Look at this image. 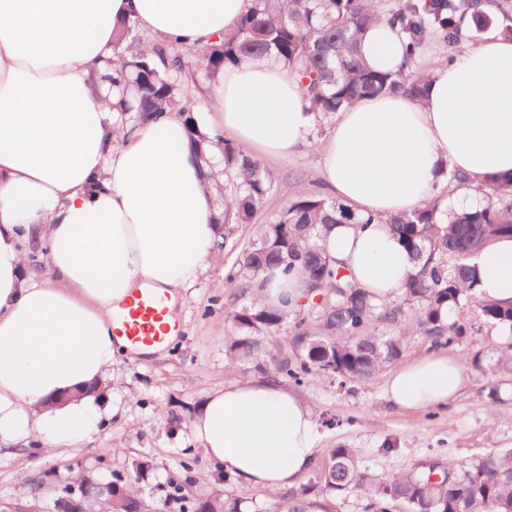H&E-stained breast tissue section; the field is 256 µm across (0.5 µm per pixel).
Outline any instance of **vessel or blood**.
Here are the masks:
<instances>
[{"instance_id": "1", "label": "vessel or blood", "mask_w": 512, "mask_h": 512, "mask_svg": "<svg viewBox=\"0 0 512 512\" xmlns=\"http://www.w3.org/2000/svg\"><path fill=\"white\" fill-rule=\"evenodd\" d=\"M166 315L154 291L146 288L132 294L117 323L132 347L151 346L162 341L156 327L163 324Z\"/></svg>"}]
</instances>
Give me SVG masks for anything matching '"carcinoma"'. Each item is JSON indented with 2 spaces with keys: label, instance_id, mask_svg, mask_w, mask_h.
I'll return each mask as SVG.
<instances>
[{
  "label": "carcinoma",
  "instance_id": "carcinoma-1",
  "mask_svg": "<svg viewBox=\"0 0 512 512\" xmlns=\"http://www.w3.org/2000/svg\"><path fill=\"white\" fill-rule=\"evenodd\" d=\"M238 29L203 50L167 51L149 39L130 37L133 26L123 25L117 42L125 44L112 73V86L131 90V102L121 100L122 118L177 112L188 115L189 137L196 159L210 173L207 187L215 190L224 225V253L235 254L225 277L239 289L227 304L225 316L233 334L226 338L225 355L233 363L259 358L262 343L284 334L293 358L269 355L257 363L267 374L300 384L310 375L333 374L348 381L366 382L399 360L410 339L422 337L432 348H445L458 338L512 330V305L480 298L479 280L471 260L499 237L512 238V177L488 176L482 197L453 212L445 196L425 200L410 213L386 220L398 241L416 263L398 299L376 301L358 286L345 264L326 252L324 231L333 224H371L338 199L299 192L268 219L256 216L274 191L261 161L221 136L201 130L193 116L196 103L184 76L195 71L216 82L224 67L245 58L268 59L300 77L316 112L313 136L343 105L380 93H400L420 103L424 77L415 70L416 58L432 39L453 59L463 41L462 25L469 20L475 32L501 21V34L512 39V0H488L492 14L478 11L479 0H399L385 7L380 0H252ZM384 19L399 29L407 42V60L396 75L378 73L366 65L359 38L369 25ZM159 58L155 64L150 55ZM250 227V235L239 236ZM281 269L297 273L304 283L303 298L288 307L264 305L258 294L265 274ZM320 470L323 485L308 484L279 498L276 512H315L322 490L355 491L365 500L364 512H390L400 503L403 512H512V448L469 460L430 459L389 477L363 469L347 448H326ZM149 461L136 460L126 476L113 475V512H144L156 508L133 485ZM32 499L18 512H56L55 503ZM179 512H241L237 499L202 497L192 501L174 488Z\"/></svg>",
  "mask_w": 512,
  "mask_h": 512
}]
</instances>
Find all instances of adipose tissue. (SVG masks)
Listing matches in <instances>:
<instances>
[{
  "label": "adipose tissue",
  "instance_id": "1",
  "mask_svg": "<svg viewBox=\"0 0 512 512\" xmlns=\"http://www.w3.org/2000/svg\"><path fill=\"white\" fill-rule=\"evenodd\" d=\"M250 0H0V447L87 439L96 393L126 343L112 314L135 289L173 306L178 288L219 261L207 170L173 112L122 125L105 78L119 22L168 46L202 47L233 32ZM405 38L380 20L361 38L366 63L398 72ZM217 130L263 154L314 149L337 199L376 216L336 224L325 247L377 300L400 294L414 262L385 220L414 210L457 170L512 174V39L489 28L425 73V100L363 98L311 141V103L296 77L266 60L221 73ZM45 270L27 265L31 246ZM483 299L512 302V239L473 260ZM459 359L424 354L391 370L401 411L447 405L466 386ZM212 463L240 482L294 486L315 451L312 409L272 377L209 392L190 426Z\"/></svg>",
  "mask_w": 512,
  "mask_h": 512
}]
</instances>
